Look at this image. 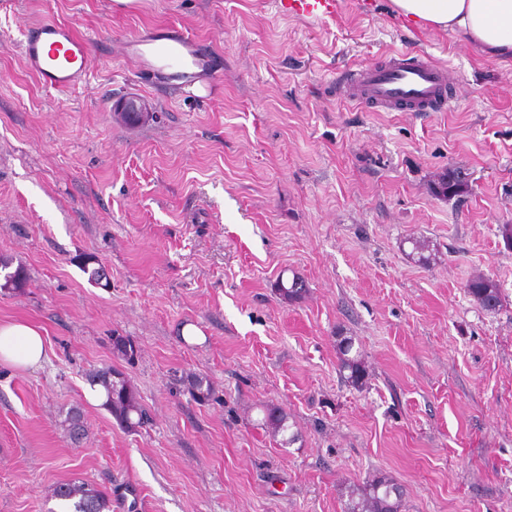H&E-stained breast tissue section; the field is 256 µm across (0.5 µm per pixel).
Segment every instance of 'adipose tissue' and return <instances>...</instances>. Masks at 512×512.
Here are the masks:
<instances>
[{
    "mask_svg": "<svg viewBox=\"0 0 512 512\" xmlns=\"http://www.w3.org/2000/svg\"><path fill=\"white\" fill-rule=\"evenodd\" d=\"M404 23L450 30L460 43L512 59V0H391ZM47 356L43 331L24 320L0 322V362L39 367Z\"/></svg>",
    "mask_w": 512,
    "mask_h": 512,
    "instance_id": "adipose-tissue-1",
    "label": "adipose tissue"
}]
</instances>
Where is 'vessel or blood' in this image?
I'll list each match as a JSON object with an SVG mask.
<instances>
[{
    "instance_id": "b4317fda",
    "label": "vessel or blood",
    "mask_w": 512,
    "mask_h": 512,
    "mask_svg": "<svg viewBox=\"0 0 512 512\" xmlns=\"http://www.w3.org/2000/svg\"><path fill=\"white\" fill-rule=\"evenodd\" d=\"M280 11L317 21L335 18L341 0H278ZM29 69L50 89L76 86L88 74L90 47L69 25L46 21L28 29L21 43ZM144 76L176 88L214 81L212 59L200 41L168 25L137 35L123 47ZM346 100L381 111H444L452 94L445 68L392 52L355 71L344 85Z\"/></svg>"
}]
</instances>
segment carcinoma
<instances>
[{"label":"carcinoma","mask_w":512,"mask_h":512,"mask_svg":"<svg viewBox=\"0 0 512 512\" xmlns=\"http://www.w3.org/2000/svg\"><path fill=\"white\" fill-rule=\"evenodd\" d=\"M434 191L439 196H455L463 191V182L454 172L442 173L434 184ZM466 293L482 308L494 310L500 306L501 293L497 283L485 276L470 279L464 285ZM306 293L305 281L295 275L288 285L280 284L279 294L288 302H296ZM113 351L125 360L135 356V345L127 336L112 337ZM340 353V372L345 374L347 382L354 386L365 383L366 366L361 355L350 356L353 341L342 337L338 341ZM93 386L102 388L105 400L103 406L122 428L135 431L150 421L146 408L140 401L139 394L128 378L115 369L108 367L89 376ZM189 390L198 402H205L212 397L211 385L204 384L199 377L191 378ZM69 436L77 441L84 435V422L80 409L71 408L63 420ZM264 425L277 436L288 429V413L280 407L265 409ZM53 497L62 502L65 512H107L112 504V494L92 484L67 481L58 484ZM402 490L395 480L388 476H378L362 486L348 487L346 512H399Z\"/></svg>","instance_id":"cac0c4a2"}]
</instances>
